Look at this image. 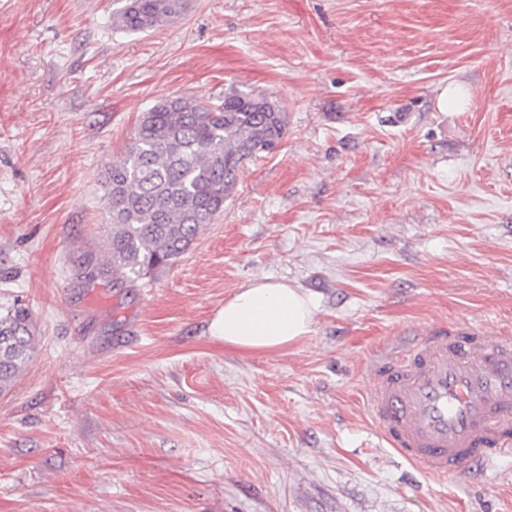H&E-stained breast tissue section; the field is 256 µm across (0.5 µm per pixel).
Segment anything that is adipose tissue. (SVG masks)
Instances as JSON below:
<instances>
[{"label": "adipose tissue", "mask_w": 512, "mask_h": 512, "mask_svg": "<svg viewBox=\"0 0 512 512\" xmlns=\"http://www.w3.org/2000/svg\"><path fill=\"white\" fill-rule=\"evenodd\" d=\"M312 323L311 305L299 289L254 281L225 301L211 331L245 349L279 351L307 336Z\"/></svg>", "instance_id": "adipose-tissue-1"}]
</instances>
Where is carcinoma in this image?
<instances>
[{"label": "carcinoma", "instance_id": "carcinoma-1", "mask_svg": "<svg viewBox=\"0 0 512 512\" xmlns=\"http://www.w3.org/2000/svg\"><path fill=\"white\" fill-rule=\"evenodd\" d=\"M112 25L144 33L181 15L185 0H114ZM280 101L264 92L234 91L210 104L165 96L142 113L121 156L101 174L110 233L103 266L112 287L128 288L170 267L199 232L224 211L245 164L274 152L286 129ZM34 349L25 307L0 314V394L10 390Z\"/></svg>", "mask_w": 512, "mask_h": 512}]
</instances>
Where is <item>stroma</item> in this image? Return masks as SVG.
I'll use <instances>...</instances> for the list:
<instances>
[{"mask_svg":"<svg viewBox=\"0 0 512 512\" xmlns=\"http://www.w3.org/2000/svg\"><path fill=\"white\" fill-rule=\"evenodd\" d=\"M0 0V512H512V458L432 476L381 439L371 354L424 325L512 329V0ZM458 87L460 108L441 111ZM280 100L279 148L171 268L116 288L99 176L170 94ZM311 301L277 352L211 335L242 286ZM112 25L131 33H144L181 15L185 0H114ZM34 349V326L25 307L0 314V394L10 390L13 380L24 369Z\"/></svg>","mask_w":512,"mask_h":512,"instance_id":"obj_1","label":"stroma"}]
</instances>
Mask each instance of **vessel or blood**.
<instances>
[{"instance_id":"obj_1","label":"vessel or blood","mask_w":512,"mask_h":512,"mask_svg":"<svg viewBox=\"0 0 512 512\" xmlns=\"http://www.w3.org/2000/svg\"><path fill=\"white\" fill-rule=\"evenodd\" d=\"M368 411L410 464L455 480L512 458V335L428 327L370 369Z\"/></svg>"}]
</instances>
